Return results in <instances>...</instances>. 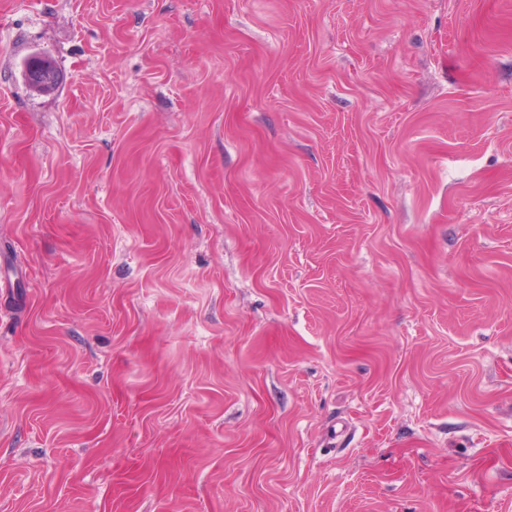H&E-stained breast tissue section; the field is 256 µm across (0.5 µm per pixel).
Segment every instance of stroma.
I'll return each instance as SVG.
<instances>
[{
  "instance_id": "35a3bbf8",
  "label": "stroma",
  "mask_w": 512,
  "mask_h": 512,
  "mask_svg": "<svg viewBox=\"0 0 512 512\" xmlns=\"http://www.w3.org/2000/svg\"><path fill=\"white\" fill-rule=\"evenodd\" d=\"M0 512H512V0H0ZM24 77L30 88L37 91L56 87L59 73L48 58L41 55L31 56L25 63Z\"/></svg>"
}]
</instances>
